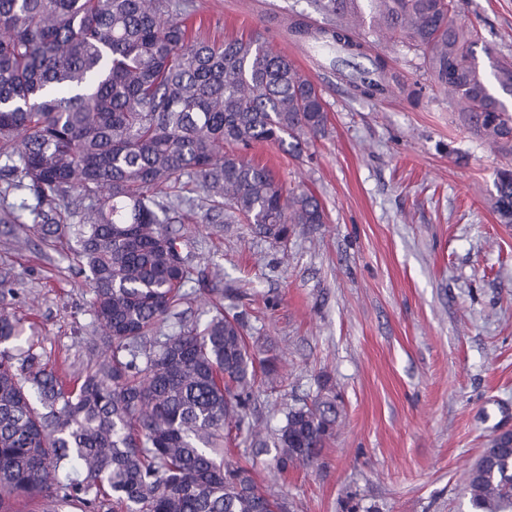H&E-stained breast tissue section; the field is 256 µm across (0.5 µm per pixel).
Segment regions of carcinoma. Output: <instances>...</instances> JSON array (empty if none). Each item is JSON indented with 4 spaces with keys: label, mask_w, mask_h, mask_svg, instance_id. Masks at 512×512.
<instances>
[{
    "label": "carcinoma",
    "mask_w": 512,
    "mask_h": 512,
    "mask_svg": "<svg viewBox=\"0 0 512 512\" xmlns=\"http://www.w3.org/2000/svg\"><path fill=\"white\" fill-rule=\"evenodd\" d=\"M371 22L421 53L456 112L489 146H512V63L477 61V29L458 0H369ZM326 23L287 31L315 48L365 56L360 0H311ZM188 0H0V223L66 246L93 294L95 335L73 383L0 309V512H290L250 469L224 461V435L246 429L273 447L279 473L313 465L342 424L331 387L290 405L275 432L249 420L256 360L243 317L215 307L203 328L182 323L190 255L168 229L185 176L224 222L240 218L286 244L293 224H322L319 199L287 191L245 150L273 142L300 156L328 121L321 90L264 37L195 40ZM354 89L388 91L387 64ZM493 208L512 224V171ZM15 275L0 267V295ZM473 512H512V447L486 448L468 472Z\"/></svg>",
    "instance_id": "carcinoma-1"
}]
</instances>
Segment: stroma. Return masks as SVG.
<instances>
[{"mask_svg": "<svg viewBox=\"0 0 512 512\" xmlns=\"http://www.w3.org/2000/svg\"><path fill=\"white\" fill-rule=\"evenodd\" d=\"M190 2L188 24L208 41L263 33L321 87L329 116L301 158L271 143L250 152L286 189L318 196L324 223L295 225L275 245L242 221L202 223L208 205L190 184L194 203L173 226L195 268L231 285L224 310L244 314L257 357L287 364L276 387L257 380L253 420L277 429L281 408L310 402L326 379L344 403V425L313 466L278 476L243 433L236 459L259 484L278 483L294 512H471L468 471L512 429V224L490 204L512 153L452 111L395 34L369 36V56L395 80L368 98L287 35L291 17L321 25L310 0ZM460 15L512 57V0H460ZM7 239L0 223V262L18 279L8 310L49 365L76 373L93 332L84 277L38 238L11 251Z\"/></svg>", "mask_w": 512, "mask_h": 512, "instance_id": "35a3bbf8", "label": "stroma"}]
</instances>
